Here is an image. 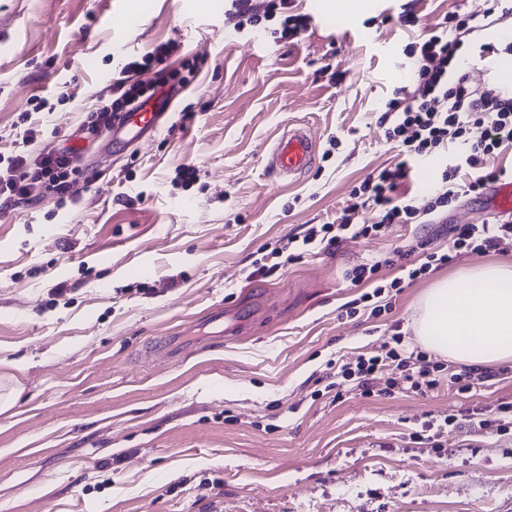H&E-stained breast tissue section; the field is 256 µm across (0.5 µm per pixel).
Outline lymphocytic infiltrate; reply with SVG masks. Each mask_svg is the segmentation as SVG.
Masks as SVG:
<instances>
[{"instance_id":"lymphocytic-infiltrate-1","label":"lymphocytic infiltrate","mask_w":512,"mask_h":512,"mask_svg":"<svg viewBox=\"0 0 512 512\" xmlns=\"http://www.w3.org/2000/svg\"><path fill=\"white\" fill-rule=\"evenodd\" d=\"M480 27L476 16L452 12L446 24L409 44L417 85L411 94L389 100L380 117L387 126V139L401 145L400 161L352 189L339 224L309 229L298 244L301 252L326 250L348 237H372L385 224L416 223L422 216L448 211L461 198L481 194L487 185L507 177V169L491 165L490 160L501 148L512 145V92L493 88L476 94L457 67L463 35ZM113 87L116 98L101 100L85 133L96 135L109 128L116 112L133 104L142 93L138 86L128 85L122 75L114 78ZM447 152L456 154L458 163L444 171L442 184L426 208H417L412 200L398 195L401 181L422 160ZM75 153L72 147H48L34 156L0 155V212L29 202L40 188L65 193L66 179L75 170ZM368 207L379 212L380 223H356L358 212ZM448 236L447 252H432L411 261L406 278H420L432 267L453 263L464 253H489L501 239L512 236V221L492 216L479 224H455L449 228ZM387 361L402 368L405 390L424 395L438 385L435 367L425 355L408 356L395 346L386 347L381 354L359 356L355 362L343 364L339 374L365 388Z\"/></svg>"}]
</instances>
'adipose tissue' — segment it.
I'll list each match as a JSON object with an SVG mask.
<instances>
[{
	"instance_id": "obj_1",
	"label": "adipose tissue",
	"mask_w": 512,
	"mask_h": 512,
	"mask_svg": "<svg viewBox=\"0 0 512 512\" xmlns=\"http://www.w3.org/2000/svg\"><path fill=\"white\" fill-rule=\"evenodd\" d=\"M422 345L448 361L512 366V263L472 264L434 281L416 303Z\"/></svg>"
}]
</instances>
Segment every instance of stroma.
I'll return each instance as SVG.
<instances>
[{"instance_id": "stroma-1", "label": "stroma", "mask_w": 512, "mask_h": 512, "mask_svg": "<svg viewBox=\"0 0 512 512\" xmlns=\"http://www.w3.org/2000/svg\"><path fill=\"white\" fill-rule=\"evenodd\" d=\"M490 5L291 0L311 24L277 43L282 15L259 38L236 29L230 0H0V153L79 149L66 193L0 212V395L14 396L0 512H512V415L502 434L442 426L512 403L511 367L463 391L461 365L428 353L440 371L425 396L392 364L366 389L336 378L396 331L422 351L418 295L475 258L366 302L347 272L377 261L389 281L396 250L447 251L450 225L491 216L487 194L251 275L289 238L339 223L349 192L397 163L379 117L406 45L452 11L485 18L465 48L493 42L512 15ZM169 40L167 71L195 78L158 133L125 149L81 138L113 75ZM38 96L53 110L35 111ZM292 120L317 139L297 179L267 168ZM29 121L40 133L26 144ZM184 165L197 170L186 183Z\"/></svg>"}]
</instances>
